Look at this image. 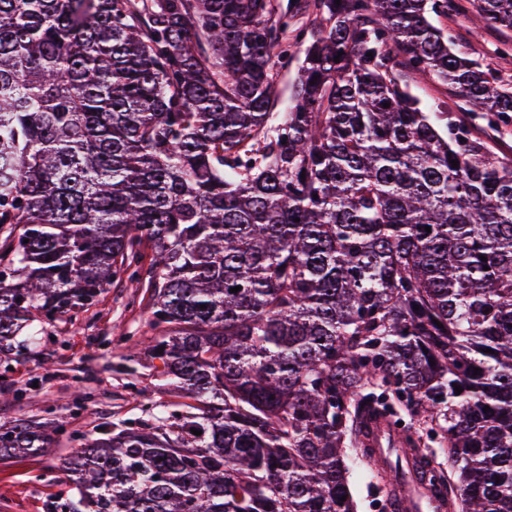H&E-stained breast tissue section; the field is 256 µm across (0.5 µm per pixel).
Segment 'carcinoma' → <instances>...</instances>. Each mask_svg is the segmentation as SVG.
I'll use <instances>...</instances> for the list:
<instances>
[{"label": "carcinoma", "instance_id": "cac0c4a2", "mask_svg": "<svg viewBox=\"0 0 512 512\" xmlns=\"http://www.w3.org/2000/svg\"><path fill=\"white\" fill-rule=\"evenodd\" d=\"M469 3L512 31V0ZM315 6L274 114L306 2L0 0V345L126 277L175 398L63 460L70 512H358L355 475L391 512L364 437L398 409L448 469L406 429L395 461L448 512H512V162L400 73L499 118L512 86L448 0ZM57 430L1 424L0 459ZM303 45L297 44L290 49L292 62L288 68H282L277 78V98L271 112H286L292 104V82L301 60H303Z\"/></svg>", "mask_w": 512, "mask_h": 512}]
</instances>
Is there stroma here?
Here are the masks:
<instances>
[{"instance_id": "obj_1", "label": "stroma", "mask_w": 512, "mask_h": 512, "mask_svg": "<svg viewBox=\"0 0 512 512\" xmlns=\"http://www.w3.org/2000/svg\"><path fill=\"white\" fill-rule=\"evenodd\" d=\"M437 24L498 82L512 83V31L478 22L468 0H450ZM401 79L423 111L444 104L456 128L512 160V117H478L445 83L408 70ZM143 294L137 283L122 280L78 315L39 324V343L20 336L0 350V424L30 420L62 427L48 453L0 461V512H51L66 505L75 491L60 458L97 437L102 426L149 420V406L169 402L153 362L142 358L137 373L126 374L113 344L118 336L142 346L155 337Z\"/></svg>"}]
</instances>
